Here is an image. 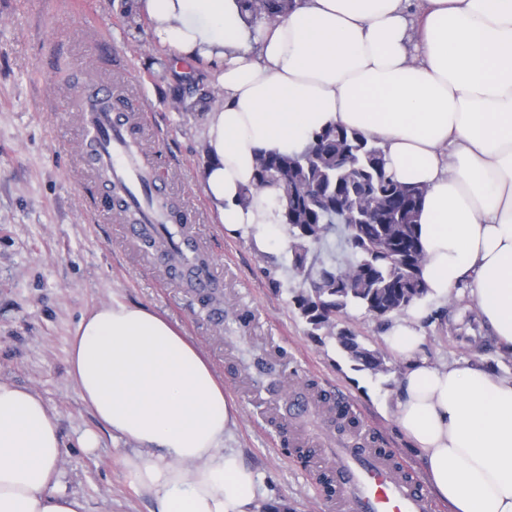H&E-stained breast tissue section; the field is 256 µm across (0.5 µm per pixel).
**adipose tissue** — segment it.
Listing matches in <instances>:
<instances>
[{"mask_svg":"<svg viewBox=\"0 0 512 512\" xmlns=\"http://www.w3.org/2000/svg\"><path fill=\"white\" fill-rule=\"evenodd\" d=\"M301 0L250 30L236 0H139L157 44L210 72L204 193L234 233L277 223L274 190L250 204L264 152L330 126L379 140L386 169L425 188L419 235L429 296L466 288L512 354V0ZM429 312L411 305L384 340L404 364L395 424L448 512H512V377L433 364ZM70 376L97 420L135 442L125 464L152 512H255L260 486L224 434L237 407L198 346L156 311L113 300L70 341ZM58 418L0 382V512H88L67 492Z\"/></svg>","mask_w":512,"mask_h":512,"instance_id":"1","label":"adipose tissue"}]
</instances>
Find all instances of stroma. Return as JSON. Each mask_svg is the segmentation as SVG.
Returning a JSON list of instances; mask_svg holds the SVG:
<instances>
[{"instance_id":"stroma-1","label":"stroma","mask_w":512,"mask_h":512,"mask_svg":"<svg viewBox=\"0 0 512 512\" xmlns=\"http://www.w3.org/2000/svg\"><path fill=\"white\" fill-rule=\"evenodd\" d=\"M120 0H0V381L30 389L57 413L64 455L59 467L69 490L91 512H151L123 457L133 441L112 435L79 400L69 375V343L83 317L120 299L167 317L215 365L224 394L238 408L224 435L257 473L263 496L257 512H327L319 472L300 446L329 425L313 402L294 434L283 428L296 412L284 400L288 383L317 382L351 402L377 446L390 449L412 473L393 417L391 395L403 364L389 372L356 370L335 341L311 336L291 301L301 280L288 263L285 225L267 245L255 229L225 232L202 188L207 163L204 109L172 107L190 81L210 76L154 44L148 29L128 26ZM123 87L133 103L142 154L157 169L171 201L193 213L196 231L224 291L222 319L203 309L196 293L170 280L166 263L100 205L101 182L84 157V132L71 107L87 85ZM425 352L438 364H482L512 374L465 294L446 314L425 322ZM95 433L94 452L82 446Z\"/></svg>"}]
</instances>
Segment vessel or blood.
I'll return each mask as SVG.
<instances>
[{"mask_svg":"<svg viewBox=\"0 0 512 512\" xmlns=\"http://www.w3.org/2000/svg\"><path fill=\"white\" fill-rule=\"evenodd\" d=\"M100 104L81 107L87 142L96 152L95 166L107 173L123 210L136 213L137 223L127 225L137 238L145 225L167 224L177 240H193L189 215L181 207H168L160 177L127 144L130 127L113 96L100 91ZM336 463L334 492L340 512H433V503L421 484L401 474L390 453L359 442L329 449Z\"/></svg>","mask_w":512,"mask_h":512,"instance_id":"b4317fda","label":"vessel or blood"}]
</instances>
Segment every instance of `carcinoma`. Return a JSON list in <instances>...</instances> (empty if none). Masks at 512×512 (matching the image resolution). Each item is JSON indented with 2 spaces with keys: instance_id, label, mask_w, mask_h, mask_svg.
I'll return each instance as SVG.
<instances>
[{
  "instance_id": "carcinoma-1",
  "label": "carcinoma",
  "mask_w": 512,
  "mask_h": 512,
  "mask_svg": "<svg viewBox=\"0 0 512 512\" xmlns=\"http://www.w3.org/2000/svg\"><path fill=\"white\" fill-rule=\"evenodd\" d=\"M246 25L275 21L297 0H239ZM266 188L278 193L281 223L288 227L290 268L301 278L292 303L311 335L322 334L359 370L386 372L384 356L338 327L339 316L360 310L386 321L427 295L418 217L424 190L397 181L386 170L384 150L355 129L330 127L295 154L259 155L250 203ZM351 214L341 224L336 213ZM340 252L321 257L329 236Z\"/></svg>"
}]
</instances>
